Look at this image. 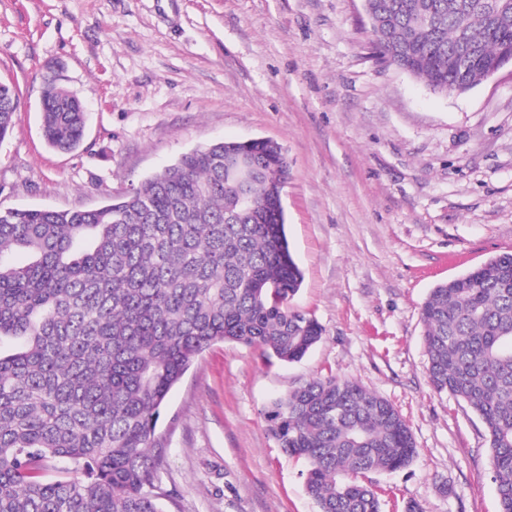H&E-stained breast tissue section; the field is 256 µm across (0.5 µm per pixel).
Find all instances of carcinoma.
<instances>
[{
	"mask_svg": "<svg viewBox=\"0 0 512 512\" xmlns=\"http://www.w3.org/2000/svg\"><path fill=\"white\" fill-rule=\"evenodd\" d=\"M377 59L435 92L469 89L512 46V0H364ZM18 98L0 84V141ZM46 144L76 150L85 111L51 80ZM255 178L241 185V161ZM288 158L274 140L197 147L93 210L0 211V512H166L170 391L218 341L301 360L319 323L288 308L303 273L288 245ZM24 252L28 263L12 257ZM428 379L465 401L490 440L499 512H512V253L431 290L421 308ZM306 461L318 512H383L372 472L417 454L394 406L352 380L309 381L268 410ZM51 458L73 467L45 479Z\"/></svg>",
	"mask_w": 512,
	"mask_h": 512,
	"instance_id": "1",
	"label": "carcinoma"
}]
</instances>
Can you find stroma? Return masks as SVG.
<instances>
[{
  "label": "stroma",
  "instance_id": "1",
  "mask_svg": "<svg viewBox=\"0 0 512 512\" xmlns=\"http://www.w3.org/2000/svg\"><path fill=\"white\" fill-rule=\"evenodd\" d=\"M86 109L80 147L50 149L44 78ZM0 210H90L222 140L288 152L283 192L304 280L292 310L321 341L300 361L217 342L172 389L161 479L178 512H317L271 401L330 374L401 414L417 455L370 479L383 512H498L490 443L427 376L421 306L435 285L512 253V67L463 93L378 64L363 0H0ZM18 98L13 87L0 84V141L13 130V115L17 111Z\"/></svg>",
  "mask_w": 512,
  "mask_h": 512
}]
</instances>
